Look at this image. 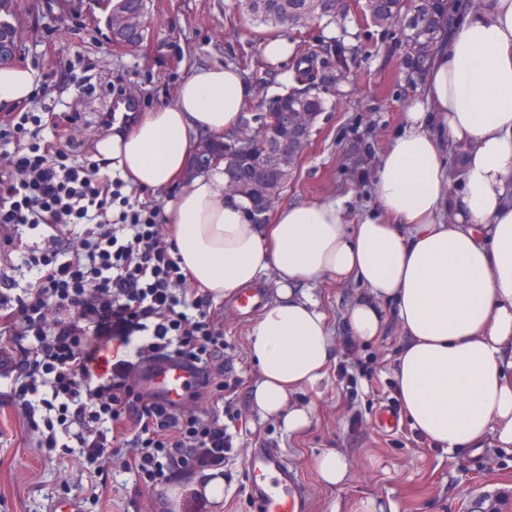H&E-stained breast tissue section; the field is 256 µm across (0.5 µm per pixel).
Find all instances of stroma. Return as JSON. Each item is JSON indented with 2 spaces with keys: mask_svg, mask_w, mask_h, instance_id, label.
Masks as SVG:
<instances>
[{
  "mask_svg": "<svg viewBox=\"0 0 512 512\" xmlns=\"http://www.w3.org/2000/svg\"><path fill=\"white\" fill-rule=\"evenodd\" d=\"M146 2L143 43L118 49L107 41L100 0H18L13 20L21 44L17 62L50 79L36 90L27 111L40 112L53 103L58 111L80 113L69 133L92 157L102 136L98 115L110 106L114 87L124 88L145 111L173 103L178 85L194 68L231 64L254 93L245 113L249 121L262 112L264 102L283 94L280 68L268 65L261 52L269 29L240 14L235 0ZM364 3L348 0L343 25L315 23L287 34L293 43L307 41L322 54L344 40L354 47L355 61L347 78L319 75L325 109L275 209L344 198L352 220L368 215L374 206L375 158L400 128L408 102L425 96L424 70L415 65L401 24L374 26ZM81 58L93 64L87 73L93 87L89 95L77 91L69 74L70 64ZM302 290L329 315L338 360L317 390L303 394L315 413L300 435L289 434L277 420L260 419L251 408L257 368L248 337L255 315H241L231 297L212 303V317L224 333V364L241 379L231 397L241 433L223 468L221 504L202 495L199 487L206 477L197 470L184 471L178 482L158 491L136 482L133 473L98 469L79 454L38 450L36 433L1 403L0 512H48L49 503L62 495L84 499V512H252L239 487L246 459L261 447L281 450L304 485L311 512H354L369 498L384 512H470L489 494L512 505V447L489 443L450 454L423 441L406 419L390 433L378 426L381 409L400 407L391 363L404 338L393 329L368 343L351 335L344 313L360 287L324 279ZM330 449L352 460L350 480L335 489L321 484L314 466Z\"/></svg>",
  "mask_w": 512,
  "mask_h": 512,
  "instance_id": "obj_1",
  "label": "stroma"
}]
</instances>
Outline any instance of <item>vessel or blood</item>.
I'll return each instance as SVG.
<instances>
[{
  "instance_id": "1",
  "label": "vessel or blood",
  "mask_w": 512,
  "mask_h": 512,
  "mask_svg": "<svg viewBox=\"0 0 512 512\" xmlns=\"http://www.w3.org/2000/svg\"><path fill=\"white\" fill-rule=\"evenodd\" d=\"M199 375V368L176 358L157 360L141 370L142 381L151 393L172 402L182 401ZM244 470L253 512H306L307 498L300 479L277 449H255Z\"/></svg>"
}]
</instances>
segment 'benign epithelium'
<instances>
[{"label":"benign epithelium","instance_id":"1","mask_svg":"<svg viewBox=\"0 0 512 512\" xmlns=\"http://www.w3.org/2000/svg\"><path fill=\"white\" fill-rule=\"evenodd\" d=\"M142 24L141 19L128 14L113 15L112 25L107 27V39L115 44L126 42L127 32ZM18 52L13 40L12 24L0 19V65L12 61ZM318 117L314 112H292L282 125L270 123L268 114L260 113L257 127L251 133L227 142L224 177L227 185L241 184L239 167L243 163L252 166L250 190L254 192L255 204L249 211L251 219L271 211L273 197L265 194L263 187L277 179L283 170V159L288 155H300L307 146L312 128ZM260 142L264 149L262 157L254 159L253 143Z\"/></svg>","mask_w":512,"mask_h":512}]
</instances>
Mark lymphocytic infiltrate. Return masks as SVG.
Segmentation results:
<instances>
[{
	"instance_id": "lymphocytic-infiltrate-1",
	"label": "lymphocytic infiltrate",
	"mask_w": 512,
	"mask_h": 512,
	"mask_svg": "<svg viewBox=\"0 0 512 512\" xmlns=\"http://www.w3.org/2000/svg\"><path fill=\"white\" fill-rule=\"evenodd\" d=\"M78 113L10 112L0 122V241L23 248L32 287L0 274V381L38 432V448L80 449L163 487L185 470L224 466L234 434L223 414L198 415L137 392L142 365L173 353L201 363L202 393L223 399L213 296L191 291L163 216L120 177L99 175L66 139ZM50 128V138L39 137ZM68 247H60V238ZM132 355L100 368L109 344Z\"/></svg>"
}]
</instances>
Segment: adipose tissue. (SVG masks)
Masks as SVG:
<instances>
[{"label": "adipose tissue", "instance_id": "1", "mask_svg": "<svg viewBox=\"0 0 512 512\" xmlns=\"http://www.w3.org/2000/svg\"><path fill=\"white\" fill-rule=\"evenodd\" d=\"M462 12L424 71L425 101L375 160V211L357 223L339 198L257 224L223 162L191 175L200 136L237 130L252 100L231 65L192 71L172 104L115 122L96 144L129 186L168 192L170 241L193 287L224 298L273 273L277 298L250 332V400L289 431L310 424L313 406L295 397L333 357L327 312L298 288L328 278L365 290L345 313L354 336H405L394 373L413 430L450 453L489 438L512 446V0H464ZM38 85L35 69L0 66V108Z\"/></svg>", "mask_w": 512, "mask_h": 512}]
</instances>
